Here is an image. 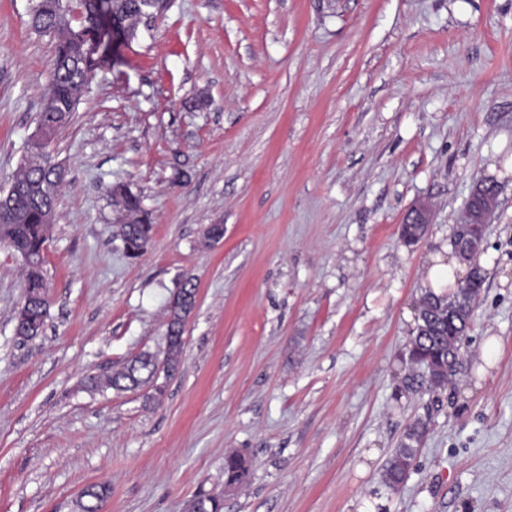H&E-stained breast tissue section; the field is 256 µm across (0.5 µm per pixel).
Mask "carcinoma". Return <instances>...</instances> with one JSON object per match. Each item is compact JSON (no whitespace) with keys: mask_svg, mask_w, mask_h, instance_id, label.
<instances>
[{"mask_svg":"<svg viewBox=\"0 0 512 512\" xmlns=\"http://www.w3.org/2000/svg\"><path fill=\"white\" fill-rule=\"evenodd\" d=\"M171 0H112L111 9L122 22L124 43L138 39L139 28L149 25L170 8ZM98 4L95 0H36L30 18L31 28L50 36L55 44L53 68L42 96V109L36 128L38 138L31 139L21 158L18 170L8 186L0 188V202L8 208L11 219L0 222V245L22 255L24 292L36 293L32 306L16 317L15 335L28 341L44 330L48 315L45 270L33 269L44 265V251L55 220L59 192L67 177L65 167L52 160L49 148L65 127L75 109L79 91L90 75L113 62L112 34L96 26ZM114 205L119 207L118 237L126 257L137 259L150 241L153 224L139 196L126 186L110 190ZM485 224H469L455 232L453 249L466 261L486 241ZM426 228L419 224H401V238L407 245L416 244ZM485 278L478 269L467 279L453 286L452 291L424 293L418 304V323L409 343V362L421 373L410 379L427 390H437L448 383L462 366L461 349L472 321L475 301ZM180 323L179 312H170L166 360L171 369L178 368L183 343L176 338ZM156 358L150 354L132 360L123 370L110 375L91 377L88 385L94 390L117 391L153 382ZM427 432V424L419 421L401 437L392 458L382 474L383 482L396 490L407 480L418 448ZM249 474L247 459L232 453L224 457V485L238 486ZM109 488L96 485L81 495V512H101ZM223 500L200 491L187 505V512H222Z\"/></svg>","mask_w":512,"mask_h":512,"instance_id":"cac0c4a2","label":"carcinoma"}]
</instances>
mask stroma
<instances>
[{
	"label": "stroma",
	"mask_w": 512,
	"mask_h": 512,
	"mask_svg": "<svg viewBox=\"0 0 512 512\" xmlns=\"http://www.w3.org/2000/svg\"><path fill=\"white\" fill-rule=\"evenodd\" d=\"M34 4L0 0V187L52 65ZM51 152L69 174L49 317L26 343L23 268L0 248V512H77L94 484L103 512H186L201 490L224 512H512V0H172L82 88ZM482 178L499 194L463 367L443 391L406 388L430 258L451 260ZM116 184L154 224L135 261ZM421 200L432 221L409 246ZM188 277L196 307L161 402L148 385L89 391L161 354ZM231 452L250 470L228 491ZM427 432V424L419 421L409 427L401 437L392 458L382 474L383 482L396 490L407 480L418 448Z\"/></svg>",
	"instance_id": "35a3bbf8"
}]
</instances>
